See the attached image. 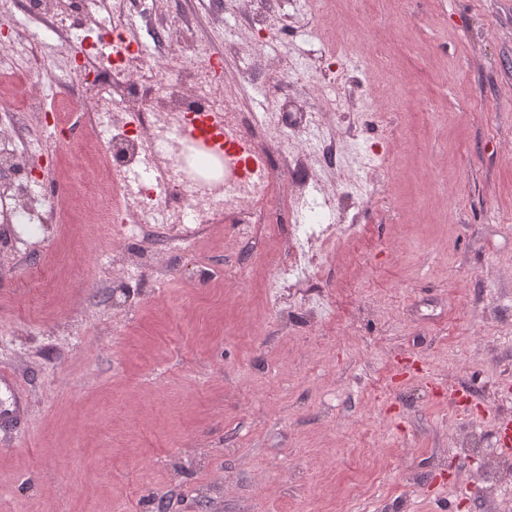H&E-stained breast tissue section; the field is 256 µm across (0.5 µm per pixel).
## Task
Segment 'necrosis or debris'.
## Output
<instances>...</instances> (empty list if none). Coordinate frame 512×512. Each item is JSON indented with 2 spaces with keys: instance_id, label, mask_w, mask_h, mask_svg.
Wrapping results in <instances>:
<instances>
[{
  "instance_id": "necrosis-or-debris-1",
  "label": "necrosis or debris",
  "mask_w": 512,
  "mask_h": 512,
  "mask_svg": "<svg viewBox=\"0 0 512 512\" xmlns=\"http://www.w3.org/2000/svg\"><path fill=\"white\" fill-rule=\"evenodd\" d=\"M31 25L23 32L28 67L15 77V84H27L44 76L48 56L40 27L50 20L66 40L64 52L70 72L80 81L61 82L57 108L44 109L34 96L0 102V199L12 200L11 214L19 224H42L46 217L32 187L40 175L31 157L32 133L26 121L38 113L37 131L52 140L68 138L59 126V113L79 119L90 129L84 148L96 156L98 173L83 178L84 197L97 201L94 221L112 227L114 239L143 238L152 233L164 251L175 257L192 254L207 225L234 224L239 238L279 236V218H294L302 208L313 178L305 153L294 151V138L318 125V114L303 98L281 91L271 119L281 137L269 141L265 130L246 99L221 93L212 67L214 59L230 61L238 50L232 38H225L222 52H215L189 34L190 18L180 26L159 25L153 30L154 52L145 55L127 47L99 60L86 48L88 14L82 0L74 9L57 12L46 0H18ZM207 103L224 113L231 134L244 137L249 152L224 165L221 178L208 180L191 176L194 157L175 127L176 120ZM168 147L169 158L158 179L130 187L128 171L139 165L148 149ZM278 151L282 162L269 161ZM303 170L302 180L291 182L288 169ZM336 228L321 224L309 230L295 225L286 247V262L270 267L268 284L293 293L300 292L304 277H316L322 257L313 238L334 237Z\"/></svg>"
}]
</instances>
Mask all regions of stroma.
<instances>
[{
	"label": "stroma",
	"mask_w": 512,
	"mask_h": 512,
	"mask_svg": "<svg viewBox=\"0 0 512 512\" xmlns=\"http://www.w3.org/2000/svg\"><path fill=\"white\" fill-rule=\"evenodd\" d=\"M195 2L193 36L238 31L229 79L269 72L258 112L286 74L326 104L319 64L351 34L392 57L403 110L380 73L344 76L387 111L354 148L392 167L311 158L308 199L335 193L315 218L338 240L305 296L275 307L255 259L279 245L230 224L129 288L87 202L66 224L0 226V368L26 406L0 429V512H512V487L491 507L471 497L480 456L455 459L463 433L512 422V0H286L260 33L241 0ZM73 141L36 195L96 167ZM361 178L375 202L338 194ZM201 263L219 287L196 286Z\"/></svg>",
	"instance_id": "obj_1"
}]
</instances>
